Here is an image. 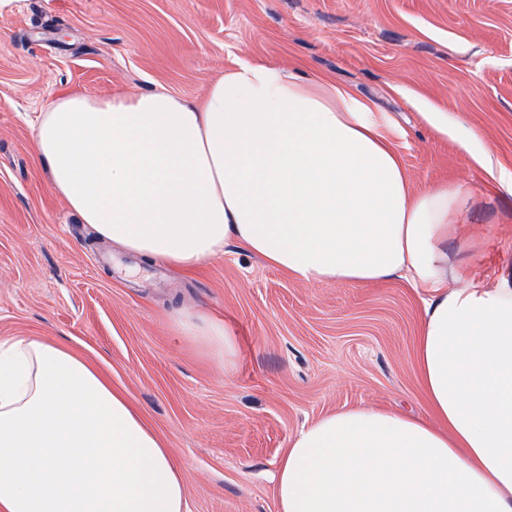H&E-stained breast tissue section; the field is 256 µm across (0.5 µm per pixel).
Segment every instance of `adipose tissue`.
Masks as SVG:
<instances>
[{"label": "adipose tissue", "instance_id": "obj_1", "mask_svg": "<svg viewBox=\"0 0 512 512\" xmlns=\"http://www.w3.org/2000/svg\"><path fill=\"white\" fill-rule=\"evenodd\" d=\"M426 119L483 169L458 118ZM36 159L96 234L190 273L227 245L306 284L403 280L422 295L415 371L432 413L327 414L274 477L278 512H512V269L478 285L461 185L410 182L368 107L274 62L225 71L201 101L156 90L63 95L41 112ZM171 325L234 366L222 318ZM0 512H188L186 478L109 378L61 342L0 341Z\"/></svg>", "mask_w": 512, "mask_h": 512}]
</instances>
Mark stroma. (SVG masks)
<instances>
[{
    "mask_svg": "<svg viewBox=\"0 0 512 512\" xmlns=\"http://www.w3.org/2000/svg\"><path fill=\"white\" fill-rule=\"evenodd\" d=\"M273 61L388 120L415 187L459 183L475 282L512 267V188L422 116L453 113L512 172V0H8L0 8V341L61 340L125 392L186 477L190 512H278L300 428L379 407L427 417L412 362L423 303L399 279L311 286L236 249L185 275L100 239L50 189L34 125L64 92L201 98ZM221 314L234 368L195 353L178 310Z\"/></svg>",
    "mask_w": 512,
    "mask_h": 512,
    "instance_id": "1",
    "label": "stroma"
}]
</instances>
